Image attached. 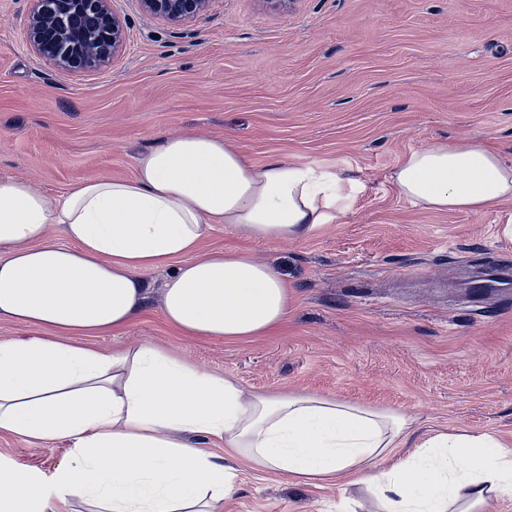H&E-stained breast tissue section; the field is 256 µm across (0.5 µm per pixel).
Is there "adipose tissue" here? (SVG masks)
<instances>
[{"label": "adipose tissue", "instance_id": "1", "mask_svg": "<svg viewBox=\"0 0 512 512\" xmlns=\"http://www.w3.org/2000/svg\"><path fill=\"white\" fill-rule=\"evenodd\" d=\"M133 166L132 178L59 196L0 178V318L41 330L0 340V433L74 448L50 494L38 471L0 458V512H58L70 497L94 512H218L244 466L317 485L353 475L384 512H482L491 497H512V446L494 434H440L395 460L406 415L255 393L148 345L83 344L142 311L144 276L163 267V315L182 335H268L288 314L280 273L248 252L200 251L201 239L226 224L300 240L348 210L339 174L276 159L257 168L212 136L163 137ZM391 181L436 211L512 200V162L479 139L412 151ZM53 224L64 243L48 241ZM218 441L220 457L207 450Z\"/></svg>", "mask_w": 512, "mask_h": 512}]
</instances>
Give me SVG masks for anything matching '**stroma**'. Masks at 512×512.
<instances>
[{
	"label": "stroma",
	"mask_w": 512,
	"mask_h": 512,
	"mask_svg": "<svg viewBox=\"0 0 512 512\" xmlns=\"http://www.w3.org/2000/svg\"><path fill=\"white\" fill-rule=\"evenodd\" d=\"M30 0H0V177L60 195L133 176L161 135L227 141L251 165L277 158L357 180L350 208L310 237L260 242L223 224L204 251L250 252L290 293L271 335H179L164 319L166 275L146 274V310L90 337L107 351L151 345L254 391L316 394L409 415L403 456L440 433L512 444V285L473 291L512 266L497 221L398 196L391 175L437 141L482 139L512 157V0H212L181 24L112 0L126 21L110 63L85 72L40 60ZM65 439L0 434V456L52 485ZM364 486L322 487L242 468L222 512H379Z\"/></svg>",
	"instance_id": "35a3bbf8"
}]
</instances>
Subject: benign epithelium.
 <instances>
[{
  "mask_svg": "<svg viewBox=\"0 0 512 512\" xmlns=\"http://www.w3.org/2000/svg\"><path fill=\"white\" fill-rule=\"evenodd\" d=\"M29 44L42 60L69 71L105 66L125 41L112 0H31ZM144 14L174 23L208 10L212 0H139Z\"/></svg>",
  "mask_w": 512,
  "mask_h": 512,
  "instance_id": "obj_1",
  "label": "benign epithelium"
}]
</instances>
